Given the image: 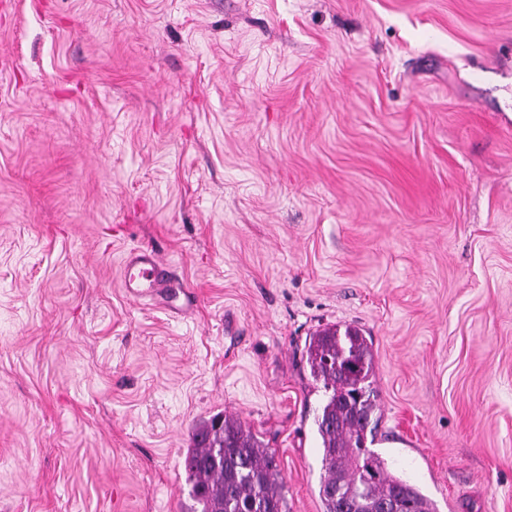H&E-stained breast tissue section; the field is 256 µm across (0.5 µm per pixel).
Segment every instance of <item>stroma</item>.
I'll use <instances>...</instances> for the list:
<instances>
[{
  "instance_id": "35a3bbf8",
  "label": "stroma",
  "mask_w": 512,
  "mask_h": 512,
  "mask_svg": "<svg viewBox=\"0 0 512 512\" xmlns=\"http://www.w3.org/2000/svg\"><path fill=\"white\" fill-rule=\"evenodd\" d=\"M334 325L389 468L512 512V0H0V512H184L225 414L322 512ZM155 253L148 250L131 252L123 266L124 288L130 299L138 300L165 288L176 286L166 275Z\"/></svg>"
}]
</instances>
